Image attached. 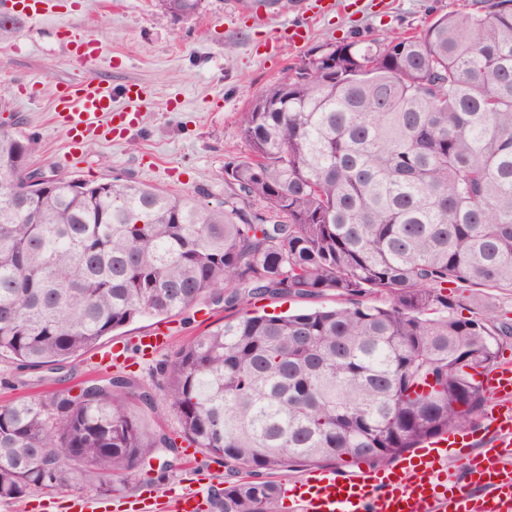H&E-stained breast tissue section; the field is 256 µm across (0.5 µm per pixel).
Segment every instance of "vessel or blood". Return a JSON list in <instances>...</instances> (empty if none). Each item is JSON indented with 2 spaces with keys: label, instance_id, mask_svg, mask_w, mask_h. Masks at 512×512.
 <instances>
[{
  "label": "vessel or blood",
  "instance_id": "obj_1",
  "mask_svg": "<svg viewBox=\"0 0 512 512\" xmlns=\"http://www.w3.org/2000/svg\"><path fill=\"white\" fill-rule=\"evenodd\" d=\"M112 99L111 84L100 80L58 85L54 109L69 141L108 134L137 119V111L115 109ZM485 383L493 394L491 448L472 454L477 438L465 427L385 469L315 470L284 488L295 512H512V358L499 361ZM450 457L460 471L445 468Z\"/></svg>",
  "mask_w": 512,
  "mask_h": 512
}]
</instances>
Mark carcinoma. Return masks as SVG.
Masks as SVG:
<instances>
[{"instance_id": "obj_1", "label": "carcinoma", "mask_w": 512, "mask_h": 512, "mask_svg": "<svg viewBox=\"0 0 512 512\" xmlns=\"http://www.w3.org/2000/svg\"><path fill=\"white\" fill-rule=\"evenodd\" d=\"M199 0H160V21ZM249 153L211 206L134 181L28 183L32 144L0 130V358L59 373L141 316L237 313L156 363L178 437L231 475L210 512H277L264 474L386 463L460 428L512 319L464 317L448 284L512 290V0L407 37L342 41L239 114ZM380 300L290 315L266 296ZM128 373L82 398L0 404V503L91 473L101 498L176 438L147 428Z\"/></svg>"}]
</instances>
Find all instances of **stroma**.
<instances>
[{
	"label": "stroma",
	"mask_w": 512,
	"mask_h": 512,
	"mask_svg": "<svg viewBox=\"0 0 512 512\" xmlns=\"http://www.w3.org/2000/svg\"><path fill=\"white\" fill-rule=\"evenodd\" d=\"M473 0H355L349 7L329 0H202L196 15L158 21L157 0H50L52 15L24 23L0 6V122L12 119L16 131L32 141V162L46 175L64 174L106 182L120 177L157 187L175 196L204 195L215 205L230 194L224 182L227 162L246 156L239 114L269 85L283 81L289 68L310 52L342 40L382 41L421 30L426 21L469 8ZM307 23L299 40L288 38L290 25ZM87 32L99 39L100 61L76 68L65 42L55 35ZM111 82L115 90L135 84L147 96L137 126L106 141L86 139L70 150L53 112L56 83L80 80L84 72ZM36 85L32 98L17 96L19 83ZM459 311L512 313V294L492 288H460ZM223 305L199 302L188 319L143 317L105 337L103 346L129 343L157 328L171 339L160 358L174 359L194 336L223 319ZM65 383L47 370L18 368L0 359V404L17 398L50 395L58 386L78 388L106 375L91 355L74 360ZM156 456L128 477L124 497L112 499L113 512L136 506L151 512L172 487L208 491L222 483L224 466L202 454H185L176 469L163 471ZM96 479L52 492H36L26 504L0 503V512H34L38 505L65 512L74 498L95 496Z\"/></svg>",
	"instance_id": "1"
}]
</instances>
